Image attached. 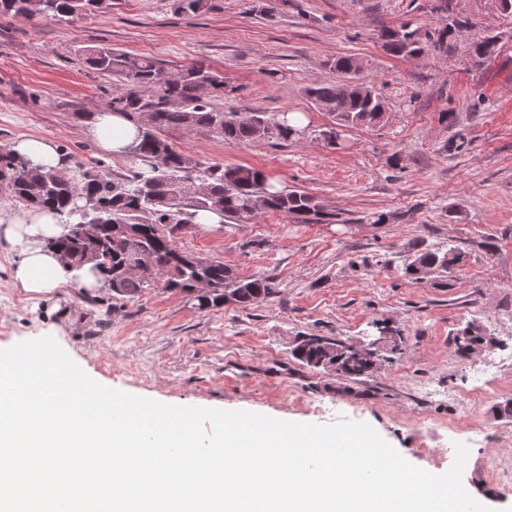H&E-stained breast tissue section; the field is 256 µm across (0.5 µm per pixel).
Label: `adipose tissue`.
<instances>
[{
  "label": "adipose tissue",
  "instance_id": "1",
  "mask_svg": "<svg viewBox=\"0 0 512 512\" xmlns=\"http://www.w3.org/2000/svg\"><path fill=\"white\" fill-rule=\"evenodd\" d=\"M89 134L99 147L114 155L126 154L136 143V124L119 112L95 111ZM10 151L45 170H67V162L58 144L49 138L22 137L11 141ZM70 229L62 216L45 209L22 208L8 218H0V238L12 245L15 259L9 269L11 285L26 293L42 295L68 284L96 292L106 288L104 277L91 265L74 267L63 262L49 241L68 235Z\"/></svg>",
  "mask_w": 512,
  "mask_h": 512
}]
</instances>
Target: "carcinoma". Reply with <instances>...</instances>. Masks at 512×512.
Returning <instances> with one entry per match:
<instances>
[{"label":"carcinoma","mask_w":512,"mask_h":512,"mask_svg":"<svg viewBox=\"0 0 512 512\" xmlns=\"http://www.w3.org/2000/svg\"><path fill=\"white\" fill-rule=\"evenodd\" d=\"M102 0H0V17L40 16L59 24H73L99 8ZM173 13L199 16L211 9V0H170ZM468 21L450 18L444 25L415 37L419 29L406 23L382 33L383 46L398 57L441 52L448 38L466 28ZM498 36L485 34L469 43V53L479 59L492 57ZM91 69L121 83L125 91L109 98L107 106L128 114L142 128L139 143L131 148L130 174L115 179L98 162L79 166L72 180L53 171L33 167L7 150H0L3 190L24 207H47L66 216L70 234L50 241L72 265L92 264L105 276L112 298L133 300L146 292L163 288L193 296L201 309L224 305V290L233 289L234 305L247 308L277 293L276 283L267 277L240 278L215 259L191 256L176 242V228L192 223L197 211H214L228 219L259 213L278 212L304 222L321 219L317 198L300 189L283 196L262 170L215 163L194 173L186 170L184 155L160 136L170 128L195 131L208 128L224 139L245 143L253 140L287 141L290 120L283 115L257 113L253 122H239L234 113L213 106L228 88L224 76L203 65L167 73L149 56L132 54L107 46L87 49ZM341 77L336 84L308 90L318 108L329 113L333 124L322 131L329 145L343 129L370 125L385 108L383 99L361 80L366 63L351 55L330 61ZM202 180L208 190L198 195L193 182ZM147 254L152 273L143 276L131 269V261ZM464 256L454 248L425 250L405 267V275L418 280L414 267L452 273ZM486 341L471 327L455 337L458 354L469 352ZM291 356L313 371L336 370L333 347L299 336Z\"/></svg>","instance_id":"carcinoma-1"}]
</instances>
